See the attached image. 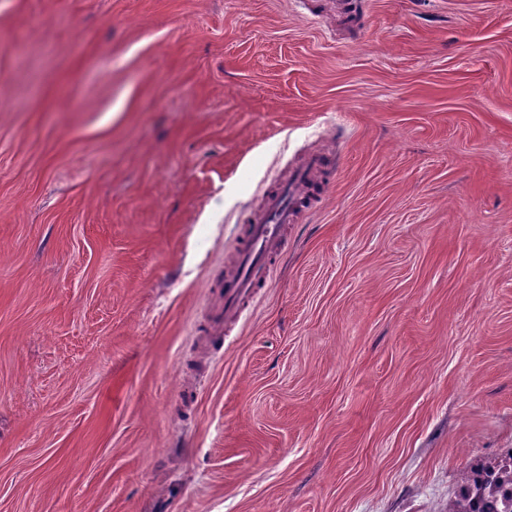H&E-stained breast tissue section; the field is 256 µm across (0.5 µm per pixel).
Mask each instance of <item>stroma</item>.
Here are the masks:
<instances>
[{"label":"stroma","instance_id":"1","mask_svg":"<svg viewBox=\"0 0 512 512\" xmlns=\"http://www.w3.org/2000/svg\"><path fill=\"white\" fill-rule=\"evenodd\" d=\"M343 2L0 0V512H446L512 448V0ZM324 169L320 153L309 156L304 165L270 193L259 212L250 213L241 229L235 271L224 279V291L212 309V328L221 331L224 320L233 315L258 288L268 281L275 255L287 242L283 231L294 224L313 198L314 176Z\"/></svg>","mask_w":512,"mask_h":512}]
</instances>
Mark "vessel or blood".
Segmentation results:
<instances>
[{
	"instance_id": "vessel-or-blood-1",
	"label": "vessel or blood",
	"mask_w": 512,
	"mask_h": 512,
	"mask_svg": "<svg viewBox=\"0 0 512 512\" xmlns=\"http://www.w3.org/2000/svg\"><path fill=\"white\" fill-rule=\"evenodd\" d=\"M322 155L309 156L304 165L270 193L260 211L248 215L237 246L235 271L224 280V291L212 309V327L220 331L224 321L268 281L275 255L286 246L283 231L295 223L313 201L314 176L323 171Z\"/></svg>"
}]
</instances>
